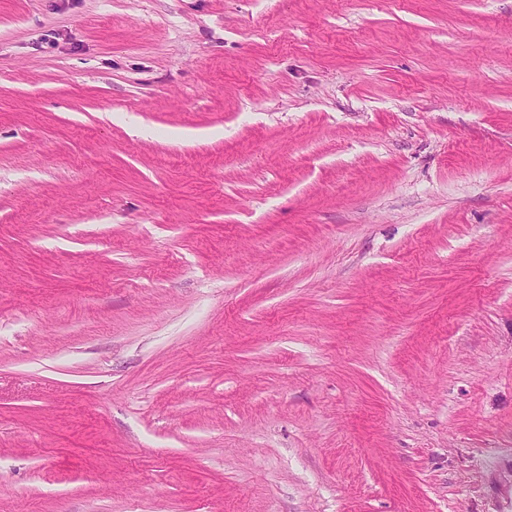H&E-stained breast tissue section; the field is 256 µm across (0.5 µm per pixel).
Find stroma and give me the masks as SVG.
I'll return each instance as SVG.
<instances>
[{"label": "stroma", "mask_w": 512, "mask_h": 512, "mask_svg": "<svg viewBox=\"0 0 512 512\" xmlns=\"http://www.w3.org/2000/svg\"><path fill=\"white\" fill-rule=\"evenodd\" d=\"M0 512H512V0H0Z\"/></svg>", "instance_id": "obj_1"}]
</instances>
